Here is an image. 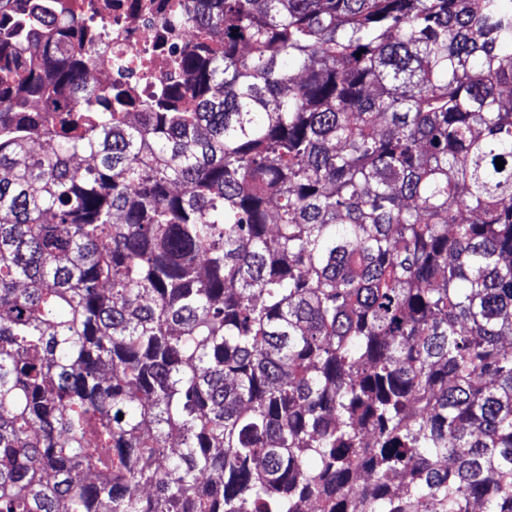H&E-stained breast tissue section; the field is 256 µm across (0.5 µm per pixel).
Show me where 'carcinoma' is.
I'll return each mask as SVG.
<instances>
[{"label": "carcinoma", "instance_id": "obj_1", "mask_svg": "<svg viewBox=\"0 0 512 512\" xmlns=\"http://www.w3.org/2000/svg\"><path fill=\"white\" fill-rule=\"evenodd\" d=\"M169 8L0 0V512H512V0ZM162 1L95 0L102 42L112 44V64L97 70L140 99L180 78L174 62L193 34L160 11Z\"/></svg>", "mask_w": 512, "mask_h": 512}]
</instances>
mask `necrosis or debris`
<instances>
[{"mask_svg": "<svg viewBox=\"0 0 512 512\" xmlns=\"http://www.w3.org/2000/svg\"><path fill=\"white\" fill-rule=\"evenodd\" d=\"M161 2L95 0L101 39L112 46V61L100 70L141 99L178 80L174 62L192 37L189 26L160 11Z\"/></svg>", "mask_w": 512, "mask_h": 512, "instance_id": "necrosis-or-debris-1", "label": "necrosis or debris"}]
</instances>
